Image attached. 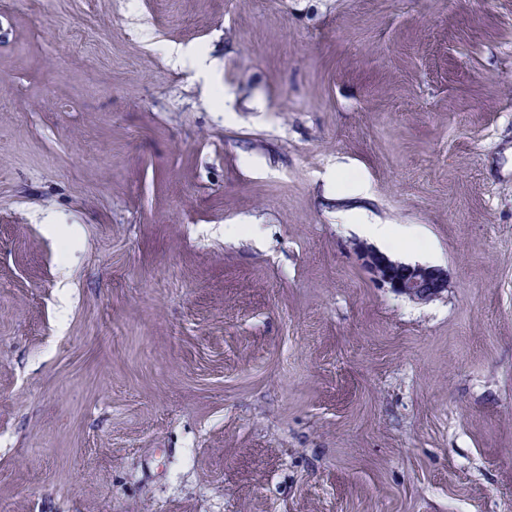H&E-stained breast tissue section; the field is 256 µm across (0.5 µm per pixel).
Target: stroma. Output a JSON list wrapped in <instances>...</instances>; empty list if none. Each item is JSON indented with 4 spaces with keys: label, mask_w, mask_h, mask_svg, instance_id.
<instances>
[{
    "label": "stroma",
    "mask_w": 512,
    "mask_h": 512,
    "mask_svg": "<svg viewBox=\"0 0 512 512\" xmlns=\"http://www.w3.org/2000/svg\"><path fill=\"white\" fill-rule=\"evenodd\" d=\"M0 512H512V0H0ZM354 250L375 281L397 295L428 302L448 290V273L442 268L396 261L363 242L355 243Z\"/></svg>",
    "instance_id": "1"
}]
</instances>
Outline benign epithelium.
Masks as SVG:
<instances>
[{"instance_id":"obj_1","label":"benign epithelium","mask_w":512,"mask_h":512,"mask_svg":"<svg viewBox=\"0 0 512 512\" xmlns=\"http://www.w3.org/2000/svg\"><path fill=\"white\" fill-rule=\"evenodd\" d=\"M354 250L375 281L397 295L428 302L448 290V273L442 268L396 261L362 242Z\"/></svg>"}]
</instances>
